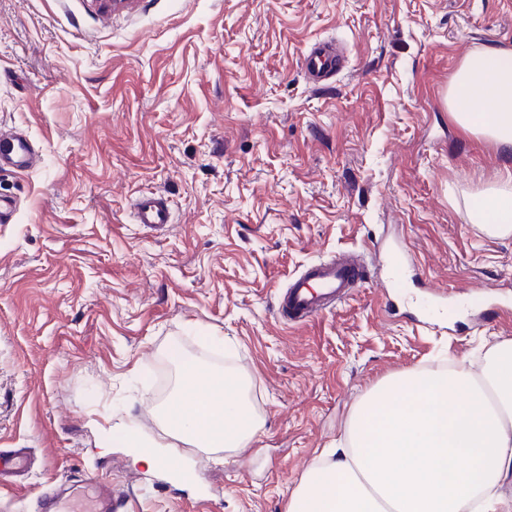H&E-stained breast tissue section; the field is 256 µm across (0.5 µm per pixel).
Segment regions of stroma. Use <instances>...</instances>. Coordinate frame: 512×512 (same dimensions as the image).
<instances>
[{"mask_svg":"<svg viewBox=\"0 0 512 512\" xmlns=\"http://www.w3.org/2000/svg\"><path fill=\"white\" fill-rule=\"evenodd\" d=\"M338 40L327 85L303 55ZM512 49V0H0V124L38 168L0 173V512H41L59 484L131 489L135 512H287L344 438L358 399L419 367L486 364L512 339V235L473 223L466 194L512 169L442 98L461 61ZM174 222L132 223L141 191ZM387 242L405 268L384 284ZM363 253L370 276L295 327L274 295L307 262ZM450 291L421 326L403 292ZM236 376L261 429L230 451L181 447L192 481L108 448L158 438L178 387L170 355Z\"/></svg>","mask_w":512,"mask_h":512,"instance_id":"1","label":"stroma"}]
</instances>
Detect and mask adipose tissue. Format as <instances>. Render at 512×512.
I'll list each match as a JSON object with an SVG mask.
<instances>
[{
    "label": "adipose tissue",
    "instance_id": "ef3b65f1",
    "mask_svg": "<svg viewBox=\"0 0 512 512\" xmlns=\"http://www.w3.org/2000/svg\"><path fill=\"white\" fill-rule=\"evenodd\" d=\"M446 103L464 131L512 154V50L489 45L461 62ZM490 234L512 232V172L469 201ZM484 374L466 362L414 369L366 392L347 444L309 469L288 512H512V340L487 352ZM180 394L161 411L174 442L238 448L259 423L234 377L179 362Z\"/></svg>",
    "mask_w": 512,
    "mask_h": 512
}]
</instances>
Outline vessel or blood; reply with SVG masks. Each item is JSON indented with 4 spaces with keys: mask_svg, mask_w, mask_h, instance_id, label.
Wrapping results in <instances>:
<instances>
[{
    "mask_svg": "<svg viewBox=\"0 0 512 512\" xmlns=\"http://www.w3.org/2000/svg\"><path fill=\"white\" fill-rule=\"evenodd\" d=\"M343 67V51L333 41L313 43L305 55V75L314 86L325 85ZM39 153L21 133L0 127V172H29ZM135 223L161 228L174 220L173 205L161 193H139L132 201ZM368 276L366 266L350 253L319 259L294 276L277 298L279 317L289 324L305 323L329 312L351 295Z\"/></svg>",
    "mask_w": 512,
    "mask_h": 512,
    "instance_id": "b4317fda",
    "label": "vessel or blood"
}]
</instances>
